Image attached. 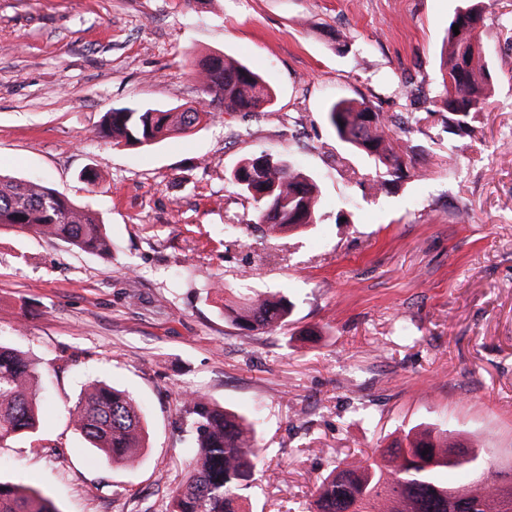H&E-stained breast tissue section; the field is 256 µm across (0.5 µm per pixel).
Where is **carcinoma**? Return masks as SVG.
<instances>
[{"instance_id":"cac0c4a2","label":"carcinoma","mask_w":512,"mask_h":512,"mask_svg":"<svg viewBox=\"0 0 512 512\" xmlns=\"http://www.w3.org/2000/svg\"><path fill=\"white\" fill-rule=\"evenodd\" d=\"M459 25L454 34L453 25ZM482 0H464L448 24L440 91L431 106L446 112L448 133L469 137L489 103L493 71L483 57ZM204 104L182 112L124 107L106 113L97 136L116 145L146 148L174 133L193 131L212 114L214 102L227 112L266 115L274 101L269 83L255 69L228 56L211 54L196 70ZM336 137L385 171L370 189L379 191L409 176L415 147L402 148L399 113L384 114L361 100L340 97L327 107ZM237 185L252 200L265 234L278 236L319 219V187L287 159L261 153L234 169ZM15 227L85 253L112 256L113 241L100 217L40 180L0 173V229ZM291 304L282 295L255 294L224 300V318L244 332L287 322ZM36 369L23 352L0 342V442L38 432L44 424ZM191 433L195 455L187 481L172 491L165 512H249V490L265 449L254 422L206 397L189 393L179 409ZM80 435L107 463L127 462L144 447L143 411L128 392L91 382L70 409ZM340 462L317 478L313 512H503L512 500V479L486 474L480 453L447 431H408L386 448ZM467 480L450 482L449 472ZM0 512H56L48 500L20 485L0 482Z\"/></svg>"}]
</instances>
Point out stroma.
Returning <instances> with one entry per match:
<instances>
[{
	"label": "stroma",
	"mask_w": 512,
	"mask_h": 512,
	"mask_svg": "<svg viewBox=\"0 0 512 512\" xmlns=\"http://www.w3.org/2000/svg\"><path fill=\"white\" fill-rule=\"evenodd\" d=\"M460 0H0V170L96 211L111 259L0 230V341L40 372L47 426L0 445V481L57 512H165L194 450L184 394L260 413L255 512H306L317 477L410 429H449L512 470V0H485L495 73L472 137L426 116ZM259 69L268 115L214 111L137 149L95 138L105 112L201 100L192 63ZM339 97L409 117L417 176L376 193L374 164L326 120ZM267 152L321 187L305 232L255 231L231 178ZM467 221H458V212ZM282 292L261 333L224 301ZM139 399V457L108 464L67 409L91 381Z\"/></svg>",
	"instance_id": "obj_1"
}]
</instances>
